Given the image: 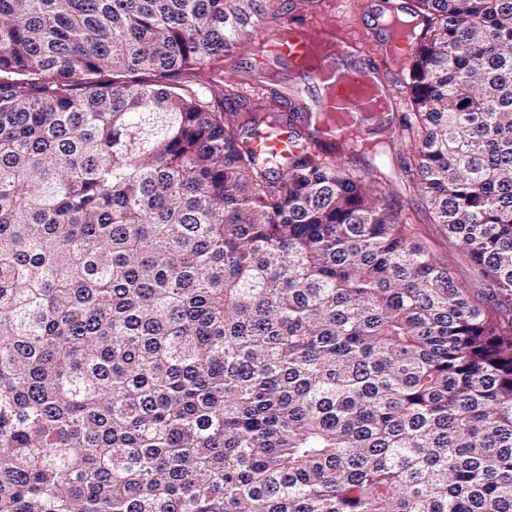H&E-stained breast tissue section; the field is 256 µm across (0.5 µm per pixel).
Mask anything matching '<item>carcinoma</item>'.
I'll return each instance as SVG.
<instances>
[{"label":"carcinoma","instance_id":"1","mask_svg":"<svg viewBox=\"0 0 512 512\" xmlns=\"http://www.w3.org/2000/svg\"><path fill=\"white\" fill-rule=\"evenodd\" d=\"M273 2L0 0V512H512V0L400 7L335 141L224 76ZM255 146L258 152L288 155V151H296V143L288 136L285 131H280L273 136H266L262 139H258L255 142ZM390 180L387 188L393 194L396 204L413 214L415 222L423 230V244L434 255L453 270L454 276L466 288L477 294L484 288L480 281L474 280L471 266L463 250L451 246L441 230L440 224H433V218L423 197L416 191L410 178L403 175L398 166L396 151H392V159L388 167Z\"/></svg>","mask_w":512,"mask_h":512}]
</instances>
